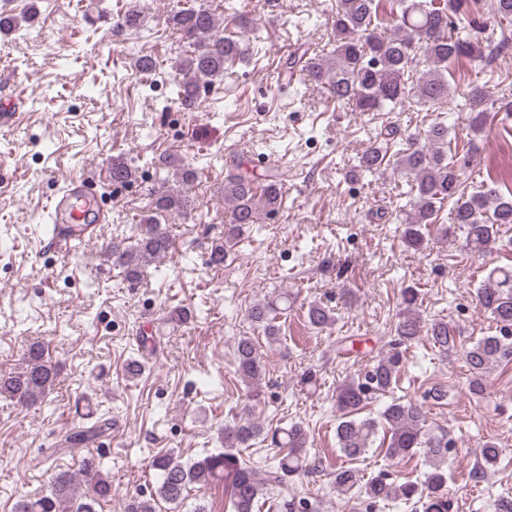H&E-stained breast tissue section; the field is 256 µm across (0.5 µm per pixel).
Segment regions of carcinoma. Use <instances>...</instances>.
Returning <instances> with one entry per match:
<instances>
[{"instance_id": "cac0c4a2", "label": "carcinoma", "mask_w": 512, "mask_h": 512, "mask_svg": "<svg viewBox=\"0 0 512 512\" xmlns=\"http://www.w3.org/2000/svg\"><path fill=\"white\" fill-rule=\"evenodd\" d=\"M466 0H335L330 21L334 44L326 52L308 55L296 50L283 64V73L299 69L308 80L328 86L337 105L354 112H397L415 104L436 113L435 120L425 131L424 143L398 140L395 126H383L370 133L369 144L359 159L365 172L385 173L410 178L406 208L390 217L401 224L403 244L415 251L423 248L431 229L446 237L460 232L473 251L490 250L499 238L500 228L512 224V192L481 184L472 187L457 168L452 133L456 124H448L453 112L448 101L454 93L451 81L460 69L471 67L487 71L489 60L508 43L512 33V0H495V21L500 36L481 39L482 28L474 25ZM143 22L141 11L133 8L116 14L113 29L136 30ZM169 23L189 50L179 60L183 77L172 84L170 102L187 112L201 107L203 95L233 64L250 54L244 37L226 36L216 28L212 9L199 6L175 8ZM466 113L471 132H483L495 113L512 114V101L491 99L485 85L469 81L454 112ZM171 166L185 185L194 179V172L181 159L165 156L160 160ZM283 174L265 175L262 186L240 171V164H231L224 177V198L231 203L230 218L224 225V241L216 243L207 265L225 264L236 241L260 216L279 209ZM187 206L186 196L178 192L160 191L155 200V212L141 219L144 233L128 244L121 239L106 247L107 260L123 268L128 279L139 275V268L166 254L171 246L169 235L161 228L160 219L181 214ZM449 207L450 224L440 225L439 213ZM480 305L496 325V334L482 336L468 347H459L456 330L443 319L425 321L416 312L419 290L406 288L402 301L406 305L385 341L381 351L372 357L364 369L336 388V409L340 417L336 439L345 457L355 460L366 454L378 428L386 438L385 454L391 459L403 458L421 451L429 470L421 482L396 483L388 470L363 480L357 470L339 466L333 472L336 491L372 512L380 502L398 499L421 512H448L449 441L445 432H432L427 426L425 405L435 404L447 396V391L435 385L426 391L423 402L393 399L386 403L379 418H361L359 414L372 403L390 393L397 384L404 365V353L425 334L433 348L448 353L461 348L468 371V391L474 397L485 394L488 370L501 363H512V266L495 267L477 288ZM291 294L279 289L271 299L253 303L248 318L263 332L268 343L279 341L277 319L288 314ZM307 322L322 330L335 322L329 309L312 304ZM21 371L0 378V393L17 402L32 405L42 401L54 385L56 368L45 356L44 347L31 345L24 355ZM235 372L250 388L253 401H260L264 364L254 340L242 336L234 351ZM102 429L95 421L68 437L69 443L87 441ZM223 450L191 464L183 463L169 453L152 457L151 467L157 474L155 496L174 508L184 505L188 488L203 489L216 480H224L230 489L233 512H253L257 499L269 488H283L295 476L308 471L306 456L307 431L300 423L287 427L267 428L254 417H234L218 429ZM270 442L275 450L272 462L257 477L254 468L240 457L239 449L252 442ZM502 453L496 442L488 440L479 448L485 464L495 463ZM85 490L72 492L73 476L66 472L51 475V491L19 500L14 512H95L100 502L112 499V483L100 471L93 459L84 461ZM281 512H311L308 501L286 495L280 503Z\"/></svg>"}]
</instances>
